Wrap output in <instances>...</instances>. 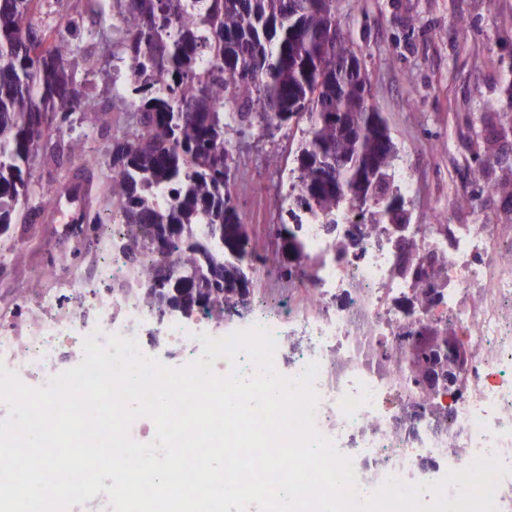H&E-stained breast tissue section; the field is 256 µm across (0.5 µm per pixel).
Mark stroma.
Instances as JSON below:
<instances>
[{
	"label": "stroma",
	"instance_id": "35a3bbf8",
	"mask_svg": "<svg viewBox=\"0 0 512 512\" xmlns=\"http://www.w3.org/2000/svg\"><path fill=\"white\" fill-rule=\"evenodd\" d=\"M339 22L395 144L393 170L408 171L414 184L403 196L401 223H427L429 212L440 209L453 224L512 225V198L493 190L512 182V94L505 90L512 77V0H340ZM111 68V59H100L92 92L111 106L113 125H125L135 108L109 86ZM85 135L101 159L95 168L69 164L63 149L37 157L34 174L42 182L62 166L70 176L51 207L6 234L0 301L9 302L12 288L43 287L46 267L70 262L60 249L62 230L86 210V195L100 185L112 151L111 131ZM228 139L231 184L260 257L251 286L274 288L279 245L272 201L288 190L301 132L255 129Z\"/></svg>",
	"mask_w": 512,
	"mask_h": 512
}]
</instances>
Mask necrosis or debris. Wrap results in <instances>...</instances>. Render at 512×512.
<instances>
[{
  "label": "necrosis or debris",
  "mask_w": 512,
  "mask_h": 512,
  "mask_svg": "<svg viewBox=\"0 0 512 512\" xmlns=\"http://www.w3.org/2000/svg\"><path fill=\"white\" fill-rule=\"evenodd\" d=\"M498 225H445L439 213L413 225L406 247L394 230L370 233L339 216L335 236L317 218L302 227L306 282L289 280L278 306L257 301L250 325L275 338V363L287 376L318 362L314 427L350 457L359 493L394 474L415 484L441 478L476 456L495 453L512 466V266L500 260ZM78 264L48 268L49 287L19 294L0 322V363L29 388L57 374L61 353L81 362L85 337L118 334L141 353L173 348L197 358L199 336L222 324L174 315L157 321L123 292L127 257L106 237L66 243ZM447 259L439 297L413 302L412 271ZM454 323L467 354L457 383L426 392L407 331Z\"/></svg>",
  "instance_id": "1"
}]
</instances>
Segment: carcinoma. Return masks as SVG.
Here are the masks:
<instances>
[{
	"instance_id": "1",
	"label": "carcinoma",
	"mask_w": 512,
	"mask_h": 512,
	"mask_svg": "<svg viewBox=\"0 0 512 512\" xmlns=\"http://www.w3.org/2000/svg\"><path fill=\"white\" fill-rule=\"evenodd\" d=\"M338 9L339 0H99V17L118 20L121 38L98 44L95 54L112 57V87H122L140 114L135 131L113 140L103 194L112 222L127 226L120 249L137 261L131 287L146 309L158 308V240L164 256L176 255L177 264L191 270L184 281L168 282L164 294L185 296L219 315L237 307L242 295L230 284L261 260L229 188L225 135L234 125L240 131L280 128L296 118L308 123L291 191L274 199L286 213L276 228L283 238L282 277L302 268L304 215L318 217L330 232L346 212L373 228L397 224V210L378 200L390 189L391 136L378 138L367 129L343 136L333 121L339 114L350 122L362 111L355 79L336 84V58L355 53L348 37L340 31L332 53L321 50L319 37L336 22ZM71 20L68 13L38 11V0H0V237L23 218L22 206L50 202L48 186H33L42 125L108 123L106 111L85 108L76 60L84 61L86 77L92 60L83 42L69 39ZM230 102L237 111H226ZM68 151L85 164L96 162L80 135L68 141ZM338 155L346 189L339 199L325 181V167ZM366 165L383 179L370 182L363 201L352 203L347 188ZM446 264L435 256L415 277L417 304L436 300L431 279L444 275ZM446 333L429 327L415 346L420 379L448 374L434 348Z\"/></svg>"
}]
</instances>
